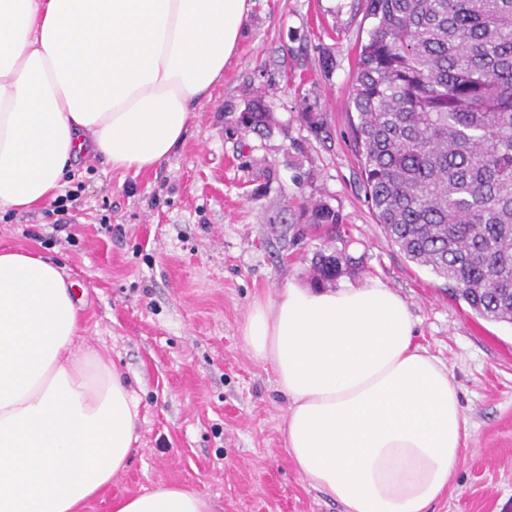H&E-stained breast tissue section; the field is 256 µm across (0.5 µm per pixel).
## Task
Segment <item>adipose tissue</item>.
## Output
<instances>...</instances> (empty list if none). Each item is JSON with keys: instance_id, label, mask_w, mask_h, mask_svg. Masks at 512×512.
Instances as JSON below:
<instances>
[{"instance_id": "1", "label": "adipose tissue", "mask_w": 512, "mask_h": 512, "mask_svg": "<svg viewBox=\"0 0 512 512\" xmlns=\"http://www.w3.org/2000/svg\"><path fill=\"white\" fill-rule=\"evenodd\" d=\"M251 0H0V211L54 199L88 154L140 172L183 143L223 79ZM71 283L54 262L0 248V512H85L133 452L139 401L82 351ZM288 399L284 447L344 512H428L447 496L468 423L460 390L415 343L382 283L289 282L241 328ZM112 512H211L177 485Z\"/></svg>"}]
</instances>
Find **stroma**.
<instances>
[{
	"instance_id": "stroma-1",
	"label": "stroma",
	"mask_w": 512,
	"mask_h": 512,
	"mask_svg": "<svg viewBox=\"0 0 512 512\" xmlns=\"http://www.w3.org/2000/svg\"><path fill=\"white\" fill-rule=\"evenodd\" d=\"M224 78L163 164L120 173L83 157L51 205L0 212V247L58 259L80 302L79 345L111 362L139 400L127 467L86 512L179 485L212 512H342L299 476L279 432L288 402L241 336L255 296L310 283L324 243L306 200L343 218L360 267L341 276L403 296L416 340L447 364L469 425L452 491L430 512H512V326L488 321L444 279L410 262L371 208L356 152L351 89L374 24L365 0H252ZM263 97L270 133L238 129Z\"/></svg>"
}]
</instances>
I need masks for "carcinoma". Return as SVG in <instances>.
Segmentation results:
<instances>
[{"mask_svg": "<svg viewBox=\"0 0 512 512\" xmlns=\"http://www.w3.org/2000/svg\"><path fill=\"white\" fill-rule=\"evenodd\" d=\"M367 16L351 102L376 219L478 315L512 325V0H367ZM269 119L258 102L237 125ZM302 219L326 238L342 223L321 201ZM355 270L338 249L312 263L319 285Z\"/></svg>", "mask_w": 512, "mask_h": 512, "instance_id": "carcinoma-1", "label": "carcinoma"}]
</instances>
